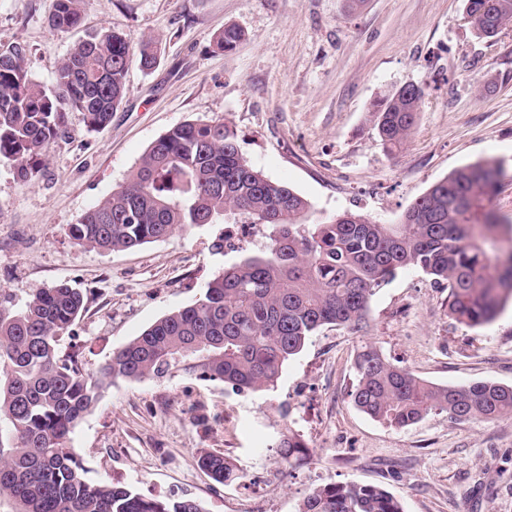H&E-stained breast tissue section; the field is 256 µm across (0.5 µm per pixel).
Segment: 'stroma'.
<instances>
[{
  "mask_svg": "<svg viewBox=\"0 0 512 512\" xmlns=\"http://www.w3.org/2000/svg\"><path fill=\"white\" fill-rule=\"evenodd\" d=\"M54 2L0 0V48H27L42 86L81 33L109 28L134 47L149 36L161 45L153 70L130 66L105 128L70 114L27 181L0 161V308L18 311L60 283L80 289L86 308L59 352L85 372L193 304L237 260L214 254L217 224L115 251L69 235L176 125L229 123L248 162L307 199L314 221L353 211L398 223L452 170L495 160L506 175L472 213L512 222V25L476 38L464 0H365L354 11L347 0H85L77 32L49 28ZM227 25L245 34L229 53L213 44ZM405 83L425 94L407 140L389 152L371 106ZM367 342L436 384L512 385V299L491 324L469 327L449 316L446 288L408 269L376 291L365 330L323 327L273 389L239 393L181 373L118 379L70 444L90 480L191 498L203 512H296L314 486L334 483L381 487L404 512H512V415L433 413L404 429L372 419L350 397ZM290 430L307 444L291 466L275 448ZM204 453L224 455L237 479L212 480L198 466Z\"/></svg>",
  "mask_w": 512,
  "mask_h": 512,
  "instance_id": "1",
  "label": "stroma"
}]
</instances>
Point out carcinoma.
<instances>
[{
    "label": "carcinoma",
    "instance_id": "1",
    "mask_svg": "<svg viewBox=\"0 0 512 512\" xmlns=\"http://www.w3.org/2000/svg\"><path fill=\"white\" fill-rule=\"evenodd\" d=\"M83 0H55L48 25L67 32L82 20ZM480 38L512 24V0H464ZM242 32L227 26L216 46L233 51ZM28 50H0V159L23 179L39 170L42 150L77 112L90 130L105 127L122 103L132 62L158 61L153 38L134 48L103 29L76 42L55 84L36 83ZM424 89L398 87L372 107L383 147L392 151L413 129ZM501 164L479 161L453 170L404 211L398 224H378L352 212L308 222L310 203L266 179L240 151L222 120L185 123L151 143L126 182L89 209L69 233L77 244L124 250L170 237L187 226L254 224L265 245L257 252L221 233L212 248L240 258L204 286L190 306L173 311L112 352L99 373L58 353L62 335L85 308L82 292L65 283L36 293L17 313L0 310V501L12 512H202L187 497L146 498L129 488L92 482L70 433L112 380L163 379L176 372L221 382L238 392L275 386L288 360L320 328L359 332L375 291L398 271H422L448 288V313L476 327L491 323L512 298V263L494 255L500 222L472 221V205L490 196ZM355 406L396 429L431 413L465 422L512 415V386L492 381L448 386L427 382L391 363L366 343L355 357ZM288 466L306 443L294 433L276 443ZM199 466L217 483L234 476L224 456L206 453ZM297 512H404L373 485L313 487Z\"/></svg>",
    "mask_w": 512,
    "mask_h": 512
}]
</instances>
